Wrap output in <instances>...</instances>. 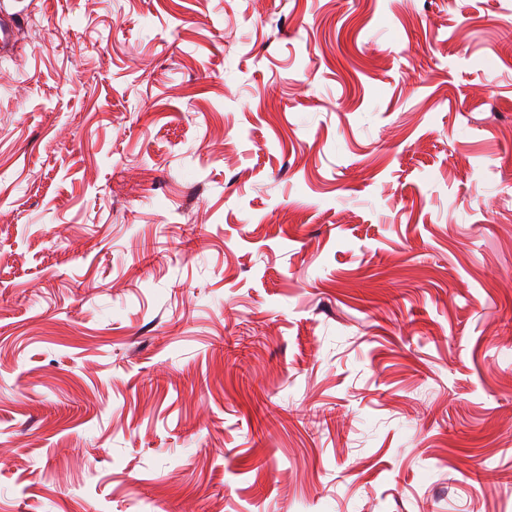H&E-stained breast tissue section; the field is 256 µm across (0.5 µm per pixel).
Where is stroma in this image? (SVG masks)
Returning <instances> with one entry per match:
<instances>
[{
    "label": "stroma",
    "mask_w": 512,
    "mask_h": 512,
    "mask_svg": "<svg viewBox=\"0 0 512 512\" xmlns=\"http://www.w3.org/2000/svg\"><path fill=\"white\" fill-rule=\"evenodd\" d=\"M28 2L0 512H512V0Z\"/></svg>",
    "instance_id": "35a3bbf8"
}]
</instances>
